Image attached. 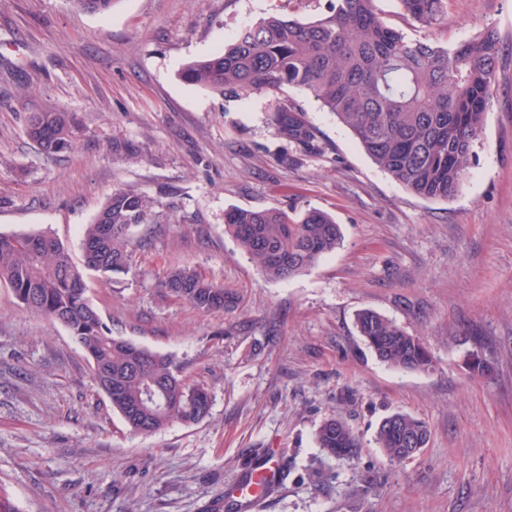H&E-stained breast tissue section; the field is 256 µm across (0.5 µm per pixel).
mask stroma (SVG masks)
<instances>
[{"mask_svg": "<svg viewBox=\"0 0 512 512\" xmlns=\"http://www.w3.org/2000/svg\"><path fill=\"white\" fill-rule=\"evenodd\" d=\"M326 0H117L93 15L68 0H0V234L46 232L81 262L82 229L117 187L158 202L163 226L132 227L131 270L87 295L113 335L170 354L207 384L210 413L132 434L68 329L0 284V488L17 512H512V0H448V22L386 23L450 45L486 25L498 80L460 191L404 189L315 99L290 91L326 146L303 155L272 122L277 97H222L185 83L192 60L272 13L309 19ZM76 113L74 150L48 156L28 113ZM318 208L343 240L296 277H262L226 233L232 208ZM192 266L236 308L201 312L162 287ZM370 309L416 336L430 370L381 364L355 327ZM479 358L484 375H470ZM424 420L425 448L397 464L381 420ZM344 421L360 448L324 453ZM274 491L232 490L262 462ZM315 439L323 452L334 457H353L360 447L353 431L336 418L323 420L316 430Z\"/></svg>", "mask_w": 512, "mask_h": 512, "instance_id": "35a3bbf8", "label": "stroma"}]
</instances>
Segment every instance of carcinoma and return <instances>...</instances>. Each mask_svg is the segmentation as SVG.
Instances as JSON below:
<instances>
[{"instance_id": "obj_1", "label": "carcinoma", "mask_w": 512, "mask_h": 512, "mask_svg": "<svg viewBox=\"0 0 512 512\" xmlns=\"http://www.w3.org/2000/svg\"><path fill=\"white\" fill-rule=\"evenodd\" d=\"M92 14H106L116 0H69ZM421 28L447 21L446 0H397ZM498 30L486 26L453 46L412 39L386 24L375 0H328L318 17L302 21L271 14L239 30L224 49L188 63L182 79L218 95L277 94L294 88L320 102L345 126L373 162L410 193L448 199L460 188L480 138L497 82ZM278 135L303 154L325 151L318 129L301 105L277 102ZM80 125L73 114L31 112L27 138L43 153L73 150ZM156 201L130 188L112 191L82 239V264L48 234L0 235V283L26 310L64 325L91 361L98 387L135 434L156 433L175 422L208 416L211 395L192 383L170 355L112 336L89 301L85 274L110 282L131 269L129 230L156 217ZM227 231L261 274L286 280L315 267L342 240L329 213L307 209H233ZM166 288L193 308L209 312L237 304L224 286L203 279L186 264L171 267ZM360 336L377 360L405 373L432 366L428 348L396 322L373 311L357 315ZM328 455L352 457L360 447L343 422L327 418L315 433ZM429 439L426 424L405 413L380 423L375 443L391 463Z\"/></svg>"}]
</instances>
